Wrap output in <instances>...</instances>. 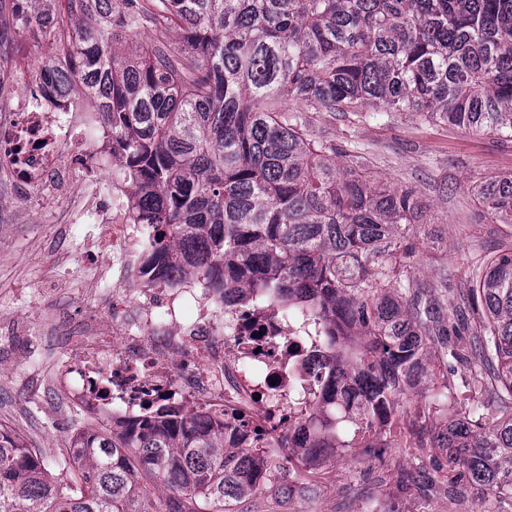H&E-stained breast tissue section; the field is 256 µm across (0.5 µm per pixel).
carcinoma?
I'll return each instance as SVG.
<instances>
[{"label":"carcinoma","mask_w":512,"mask_h":512,"mask_svg":"<svg viewBox=\"0 0 512 512\" xmlns=\"http://www.w3.org/2000/svg\"><path fill=\"white\" fill-rule=\"evenodd\" d=\"M42 40V87L78 84L112 131V176L160 281L201 274L308 312L341 381L313 406L309 447L386 448L401 400L428 394L458 480L512 512V249L472 270L465 320L411 271L429 209L362 156L312 137L301 111L417 112L512 139V0H0ZM512 224V171L473 185ZM479 402L460 408L448 366ZM56 471L0 423V512H234L291 470L228 445L224 424L165 410L70 437Z\"/></svg>","instance_id":"cac0c4a2"}]
</instances>
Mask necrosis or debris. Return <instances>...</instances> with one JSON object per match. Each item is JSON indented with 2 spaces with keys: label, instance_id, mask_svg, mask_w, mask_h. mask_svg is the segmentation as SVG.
<instances>
[{
  "label": "necrosis or debris",
  "instance_id": "1",
  "mask_svg": "<svg viewBox=\"0 0 512 512\" xmlns=\"http://www.w3.org/2000/svg\"><path fill=\"white\" fill-rule=\"evenodd\" d=\"M79 88L22 95L0 112V177L35 190L41 204L69 195L94 215L88 253L112 263L107 320L91 317L68 340L54 382L91 423L119 430L154 406L223 423L235 447L270 461V437L307 441L298 424L324 392L336 361L308 320L267 299L225 302L191 277L150 280L123 193L101 202L98 174L112 155L103 120L82 111Z\"/></svg>",
  "mask_w": 512,
  "mask_h": 512
}]
</instances>
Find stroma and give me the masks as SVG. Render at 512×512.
<instances>
[{"label": "stroma", "mask_w": 512, "mask_h": 512, "mask_svg": "<svg viewBox=\"0 0 512 512\" xmlns=\"http://www.w3.org/2000/svg\"><path fill=\"white\" fill-rule=\"evenodd\" d=\"M309 133L364 149L368 164L391 185L415 188L428 205L432 235L415 257L414 275L428 285L451 275L469 279L476 263L502 245L512 227L478 215L467 191L471 181L512 170V140L427 120L414 112H308ZM0 320L23 321L22 333L0 340V422L43 451L53 465L58 448L85 429L66 413L47 383L67 358L62 327L84 321L92 308L87 290L94 270L79 258L94 227L82 224L67 201L37 206L29 195L0 192ZM425 402H404L400 421L383 448H351L321 471L298 468L316 497L276 499L264 490L238 512H478L474 491L458 492L444 451L421 448L410 420Z\"/></svg>", "instance_id": "1"}]
</instances>
